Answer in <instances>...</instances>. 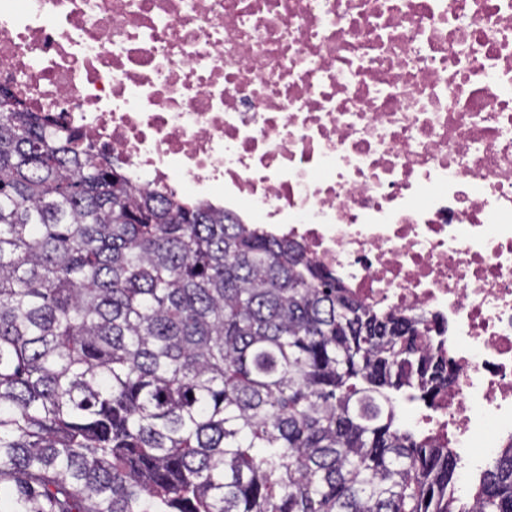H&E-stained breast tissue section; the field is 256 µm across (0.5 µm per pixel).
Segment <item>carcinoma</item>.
<instances>
[{"label":"carcinoma","mask_w":512,"mask_h":512,"mask_svg":"<svg viewBox=\"0 0 512 512\" xmlns=\"http://www.w3.org/2000/svg\"><path fill=\"white\" fill-rule=\"evenodd\" d=\"M0 88V512H512L411 433L454 366L295 241L136 190Z\"/></svg>","instance_id":"1"}]
</instances>
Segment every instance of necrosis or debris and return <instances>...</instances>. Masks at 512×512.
Listing matches in <instances>:
<instances>
[{"label": "necrosis or debris", "mask_w": 512, "mask_h": 512, "mask_svg": "<svg viewBox=\"0 0 512 512\" xmlns=\"http://www.w3.org/2000/svg\"><path fill=\"white\" fill-rule=\"evenodd\" d=\"M0 88L418 319L405 428L512 439V0H0Z\"/></svg>", "instance_id": "1"}]
</instances>
